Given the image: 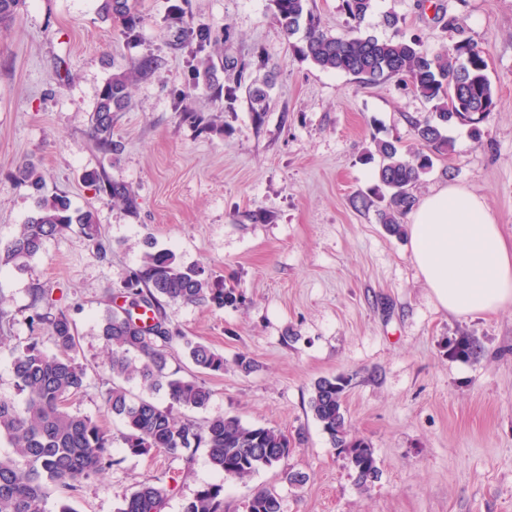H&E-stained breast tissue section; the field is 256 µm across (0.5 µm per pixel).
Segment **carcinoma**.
Here are the masks:
<instances>
[{
	"instance_id": "1",
	"label": "carcinoma",
	"mask_w": 512,
	"mask_h": 512,
	"mask_svg": "<svg viewBox=\"0 0 512 512\" xmlns=\"http://www.w3.org/2000/svg\"><path fill=\"white\" fill-rule=\"evenodd\" d=\"M284 35L300 36L292 49L322 70L352 76L365 85L382 84L398 77L413 92L433 104V117L411 122L419 148L403 153L391 141L374 140L379 164L375 177L389 192L378 213L387 232L401 231V219L416 203L412 188L433 166L432 156L451 151L442 125L453 120L473 127L495 110L497 99L485 75L484 51L465 40L452 52L430 55L420 38L397 35L378 38L364 34L360 25L372 8V0H342L341 8L352 21L342 35L321 27L319 17L307 7L308 0H269ZM25 0H0V24L13 20ZM102 11L113 23L132 32L142 17L133 0H103ZM129 75L112 74L104 85L92 117L91 141L105 153L122 149L113 140L114 113L124 110L129 98ZM19 185L36 195V212L10 241L0 244V266L24 268L37 256L46 241L78 228L93 241L96 254L104 259L109 245L101 238L94 210L72 207L62 194L43 192V176L31 163L19 166ZM86 179L110 200L133 210L134 189L106 174L90 173ZM124 303L107 309L101 321L106 355L103 368L109 375L103 408L106 415L120 420L126 432L123 444L133 455L150 450L171 454L192 448L207 449L211 467L218 473L244 479L265 468L286 462L290 439L278 429L243 424L236 417L218 415L204 424L182 419L176 409H204L212 391L196 377L184 378L169 370L168 358L180 343L191 363L204 372L224 371V356L210 346L183 335L173 327L167 307L191 305L222 308L237 303L232 288H217L199 265H183L174 252L156 250L147 244L137 267L122 273ZM32 336L11 350L15 386L22 399L0 396V439L12 448L0 454V512H74L69 499L82 484L100 480L120 460L112 454V436L100 421L73 411L69 401L87 386V367L79 360L76 323L70 314L54 305L50 289L37 284L31 288ZM44 332L55 351L41 347L38 334ZM135 385L134 394L129 385ZM348 378L322 377L314 383L310 409L327 435L332 448L340 449L358 484L378 470L370 443L351 434L343 398ZM164 392L163 405L154 395ZM222 487L199 490L184 512H224ZM167 490L144 483L122 496L118 512H163ZM245 512H283L282 499L271 490L255 493Z\"/></svg>"
}]
</instances>
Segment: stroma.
Masks as SVG:
<instances>
[{
    "mask_svg": "<svg viewBox=\"0 0 512 512\" xmlns=\"http://www.w3.org/2000/svg\"><path fill=\"white\" fill-rule=\"evenodd\" d=\"M102 0H27L0 28V241L12 239L35 210L18 185L20 164H34L44 192L95 211L111 250L99 259L79 231L48 240L26 270L0 268V302L15 318L0 344V396L16 397L12 346L30 336V290L50 288L74 319L79 358L88 368L74 409L102 420L120 458L103 480L84 483L75 512H118L123 493L150 483L169 491L163 512H182L203 487L223 484L224 512H244L258 490H275L283 512H512V306L484 316L442 309L410 258V232L387 234L374 139L416 149L411 121L431 106L393 78L378 86L325 71L296 55L269 0H139L135 36L105 18ZM405 35L432 54L470 40L483 48L498 105L479 127L443 130L449 155L414 187L416 199L455 185L481 195L512 241V0H373L363 32ZM460 25H446L448 16ZM212 32L206 47L189 27ZM156 59L135 78L113 129L119 154L92 147V117L112 73ZM248 61L242 77L219 73L232 95L213 99L194 85L203 59ZM261 87L268 109L256 119L248 94ZM106 172L132 186L129 211L99 193L86 174ZM204 267L234 289L224 308L173 305L178 330L224 357V370L197 374L181 348L170 369L200 375L207 408L186 411L274 427L292 440L287 467L305 484H288L281 467L221 480L206 449L192 456L129 454L124 430L103 415L106 376L99 326L139 265L146 242ZM476 343L470 357L460 341ZM254 363L243 371L239 356ZM341 374L348 422L368 440L380 469L361 489L331 448L309 401L316 380Z\"/></svg>",
    "mask_w": 512,
    "mask_h": 512,
    "instance_id": "35a3bbf8",
    "label": "stroma"
}]
</instances>
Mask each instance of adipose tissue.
<instances>
[{
    "instance_id": "ef3b65f1",
    "label": "adipose tissue",
    "mask_w": 512,
    "mask_h": 512,
    "mask_svg": "<svg viewBox=\"0 0 512 512\" xmlns=\"http://www.w3.org/2000/svg\"><path fill=\"white\" fill-rule=\"evenodd\" d=\"M410 256L438 304L457 316L512 305V247L484 199L447 186L409 216Z\"/></svg>"
}]
</instances>
